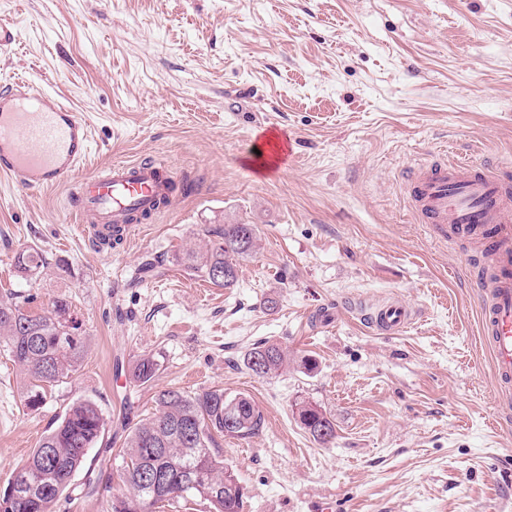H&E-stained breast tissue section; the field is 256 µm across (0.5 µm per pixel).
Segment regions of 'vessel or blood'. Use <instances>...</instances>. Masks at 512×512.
Wrapping results in <instances>:
<instances>
[{
	"mask_svg": "<svg viewBox=\"0 0 512 512\" xmlns=\"http://www.w3.org/2000/svg\"><path fill=\"white\" fill-rule=\"evenodd\" d=\"M90 153L88 125L73 107L33 83L0 87V176L23 189L70 187L80 228L95 249L129 243L143 230V216L159 215L179 199L171 162L119 160L90 170ZM409 171V207L418 223L448 241L471 235L485 253L476 274L480 334L498 395L512 399V180L492 161L444 151ZM414 317L393 298L364 320L377 333L395 335Z\"/></svg>",
	"mask_w": 512,
	"mask_h": 512,
	"instance_id": "vessel-or-blood-1",
	"label": "vessel or blood"
}]
</instances>
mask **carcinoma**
Segmentation results:
<instances>
[{
  "instance_id": "carcinoma-1",
  "label": "carcinoma",
  "mask_w": 512,
  "mask_h": 512,
  "mask_svg": "<svg viewBox=\"0 0 512 512\" xmlns=\"http://www.w3.org/2000/svg\"><path fill=\"white\" fill-rule=\"evenodd\" d=\"M255 240V225L226 224L205 252L186 253L187 268L216 287L230 288L237 279V258L249 254ZM14 263L25 279L38 275L44 266L33 249L16 252ZM69 319V302L63 297L40 312L21 303L0 302V344L29 377L23 397L31 410L43 404L47 388L72 376L81 365L84 336L77 326L66 330ZM246 363L264 377L288 365V356L279 346L263 343L250 350ZM157 370L155 357H143L135 364L132 379L146 384ZM155 404L154 416L136 425L127 437L116 466L125 493L112 498L110 512H179L196 500L208 505L207 512H242L244 489L216 452V437H249L258 432L262 414L254 401L244 394L226 397L222 388L166 389L157 393ZM295 407L300 424L314 439L328 443L336 437L335 425L320 406L301 401ZM104 425L95 402L80 400L69 406L23 463L25 494L3 512H54ZM156 473L168 485L165 499L155 497L146 485Z\"/></svg>"
}]
</instances>
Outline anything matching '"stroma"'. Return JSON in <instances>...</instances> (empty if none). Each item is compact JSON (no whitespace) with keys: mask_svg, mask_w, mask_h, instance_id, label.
<instances>
[{"mask_svg":"<svg viewBox=\"0 0 512 512\" xmlns=\"http://www.w3.org/2000/svg\"><path fill=\"white\" fill-rule=\"evenodd\" d=\"M0 20L17 34L0 84L35 79L71 103L92 165L164 158L189 185L129 248L98 251L66 188L0 178V301L66 297L85 338L79 370L36 410L0 349V486L73 401L103 413L96 467L159 391L215 387L263 416L255 435L217 440L243 512H317L327 497L335 512H512V419L465 276L474 253L416 223L401 182L446 146L512 178V0H0ZM270 132L294 156L263 173L253 147ZM227 224L257 239L219 288L182 258ZM23 248L45 260L28 281ZM393 297L420 317L375 333L361 310ZM264 342L288 365L259 377L244 357ZM148 354L160 366L140 386ZM304 399L333 420L332 443L301 428ZM83 482L57 512H105L121 487L88 497Z\"/></svg>","mask_w":512,"mask_h":512,"instance_id":"stroma-1","label":"stroma"}]
</instances>
